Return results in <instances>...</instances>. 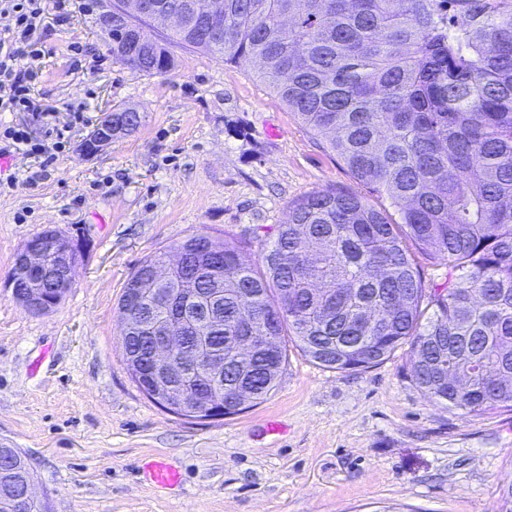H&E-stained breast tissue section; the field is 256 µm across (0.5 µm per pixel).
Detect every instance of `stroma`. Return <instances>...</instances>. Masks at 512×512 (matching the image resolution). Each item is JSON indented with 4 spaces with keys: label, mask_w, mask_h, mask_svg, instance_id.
Instances as JSON below:
<instances>
[{
    "label": "stroma",
    "mask_w": 512,
    "mask_h": 512,
    "mask_svg": "<svg viewBox=\"0 0 512 512\" xmlns=\"http://www.w3.org/2000/svg\"><path fill=\"white\" fill-rule=\"evenodd\" d=\"M92 8L46 36L45 102L96 118L132 106L140 126L92 159L76 126L52 165L20 153L0 173L14 182L0 194V443L27 459L51 512H492L512 485V408H446L412 382L409 348L355 371L289 349L276 390L220 419L173 415L138 389L118 308L146 259L211 235L262 269L293 202L361 186L255 65L174 43L170 71L130 69L108 52L101 0ZM47 228L83 252L73 288L33 315L3 283ZM164 458L178 487L143 474Z\"/></svg>",
    "instance_id": "stroma-1"
}]
</instances>
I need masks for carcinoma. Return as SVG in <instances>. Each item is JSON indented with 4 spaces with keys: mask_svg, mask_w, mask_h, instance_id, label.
Listing matches in <instances>:
<instances>
[{
    "mask_svg": "<svg viewBox=\"0 0 512 512\" xmlns=\"http://www.w3.org/2000/svg\"><path fill=\"white\" fill-rule=\"evenodd\" d=\"M191 0L156 38L145 21L110 29L112 57L139 72L173 66L175 42L226 62L256 59L258 77L323 139L353 177L388 196L395 221L358 193L319 191L289 208L265 272L226 241L182 242L175 276L206 289L224 264V394L258 404L278 385L288 343L334 370L377 365L407 345L411 376L463 414L512 407V8L494 0H224V36L206 40ZM448 261L427 289L416 254ZM238 336L273 353L235 366ZM121 345L148 353L152 339Z\"/></svg>",
    "mask_w": 512,
    "mask_h": 512,
    "instance_id": "carcinoma-1",
    "label": "carcinoma"
}]
</instances>
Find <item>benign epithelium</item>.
<instances>
[{"label":"benign epithelium","mask_w":512,"mask_h":512,"mask_svg":"<svg viewBox=\"0 0 512 512\" xmlns=\"http://www.w3.org/2000/svg\"><path fill=\"white\" fill-rule=\"evenodd\" d=\"M109 114L103 126L91 131L80 144L81 154L92 158L101 153L112 142L124 137L120 129L125 125L126 113ZM81 246L53 229H45L28 240L17 254L14 267L4 282V287L12 291L15 299L25 310L34 314L49 312L73 287L75 266ZM52 254V263L45 264L47 254ZM185 258L184 250H174L170 267L162 268L151 264L136 274L134 288L128 290L121 303V312L134 314L137 322H127L126 331L147 330L153 334L151 362L154 374L146 378L141 363L132 356L126 357V364L132 379L140 389L159 406L193 418H221L227 411L219 397L189 393L181 388L177 378L185 371L195 369L201 373L211 390L224 381V353L216 351L202 359L195 349L178 345L171 335L169 327L157 322L154 306L168 308L172 299L184 295L183 289L175 284L173 274L180 268ZM210 291L206 301L200 305H191V298L185 299L183 316L194 314L215 330L223 324L224 279L217 268H208ZM159 289L163 300L154 301V305L140 308L141 289L146 287Z\"/></svg>","instance_id":"7a95c632"}]
</instances>
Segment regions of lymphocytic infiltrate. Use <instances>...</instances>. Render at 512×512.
<instances>
[{
  "label": "lymphocytic infiltrate",
  "mask_w": 512,
  "mask_h": 512,
  "mask_svg": "<svg viewBox=\"0 0 512 512\" xmlns=\"http://www.w3.org/2000/svg\"><path fill=\"white\" fill-rule=\"evenodd\" d=\"M75 4L85 12L91 9L89 0H0V16L9 20L0 31V112L29 113L45 127L44 138L37 139L27 125H0V145L27 154L42 168L65 148V131L54 122L57 112L68 113L74 126L87 121L81 106L72 102L47 105L39 89L42 62L48 55L44 39L68 20ZM24 57L30 59L29 67H19Z\"/></svg>",
  "instance_id": "lymphocytic-infiltrate-1"
}]
</instances>
